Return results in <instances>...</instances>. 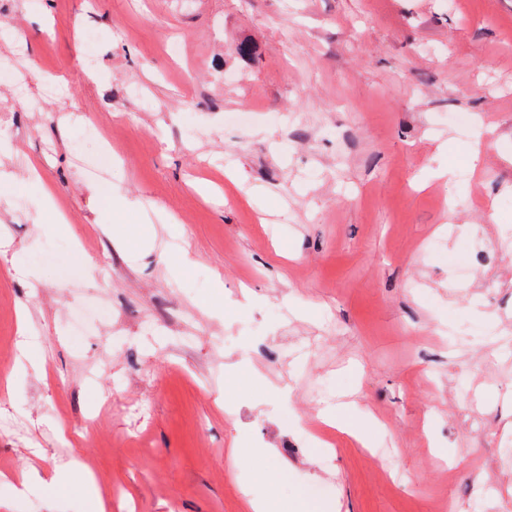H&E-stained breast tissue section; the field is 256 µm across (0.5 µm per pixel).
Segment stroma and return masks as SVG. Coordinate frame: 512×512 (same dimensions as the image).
Masks as SVG:
<instances>
[{"instance_id": "obj_1", "label": "stroma", "mask_w": 512, "mask_h": 512, "mask_svg": "<svg viewBox=\"0 0 512 512\" xmlns=\"http://www.w3.org/2000/svg\"><path fill=\"white\" fill-rule=\"evenodd\" d=\"M0 63L42 176L0 205V512H91L17 494L65 463L107 512H512V0H0Z\"/></svg>"}]
</instances>
